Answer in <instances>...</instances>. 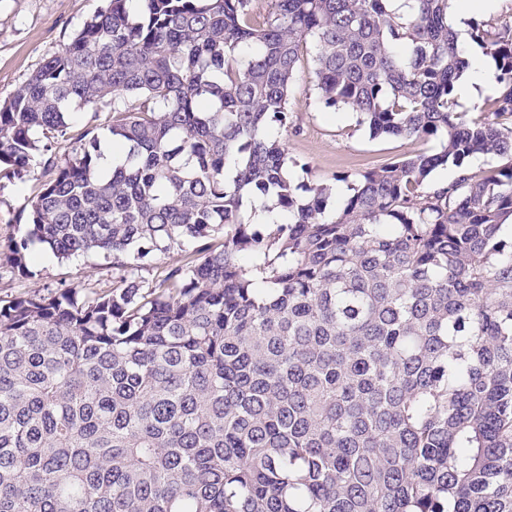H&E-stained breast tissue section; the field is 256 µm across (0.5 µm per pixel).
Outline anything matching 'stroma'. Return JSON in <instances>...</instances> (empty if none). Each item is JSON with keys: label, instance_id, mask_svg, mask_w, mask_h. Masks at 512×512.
<instances>
[{"label": "stroma", "instance_id": "stroma-1", "mask_svg": "<svg viewBox=\"0 0 512 512\" xmlns=\"http://www.w3.org/2000/svg\"><path fill=\"white\" fill-rule=\"evenodd\" d=\"M106 0H0V101L7 100L50 56L60 51ZM317 75L311 56L299 64L288 110L291 123L279 137L288 152V167L296 185L327 183L337 195L328 209L342 208L352 196L361 174L395 159L432 151L434 141L374 137L349 111L333 113L320 105ZM40 167L22 182L0 183V242L17 233L24 208L40 186ZM23 279L0 278V296L46 293L56 288L109 287L112 267L103 256L87 254L58 260L38 252Z\"/></svg>", "mask_w": 512, "mask_h": 512}]
</instances>
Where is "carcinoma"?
I'll return each instance as SVG.
<instances>
[{"mask_svg":"<svg viewBox=\"0 0 512 512\" xmlns=\"http://www.w3.org/2000/svg\"><path fill=\"white\" fill-rule=\"evenodd\" d=\"M129 2L0 102V180L50 174L0 266L28 276L35 245L112 264L108 288L0 296V512H512V162L466 170L512 158V125L454 112L451 0H274L262 22L252 0ZM309 40L324 107L438 143L361 174L335 218L268 132ZM476 40L512 119V29ZM250 192L280 219L252 223ZM194 247V242H187L181 248L182 250H174L165 256H158L156 260L146 264L139 273L146 281L151 283L152 280H155L160 271V269H157L158 266L181 262V260H184L192 253Z\"/></svg>","mask_w":512,"mask_h":512,"instance_id":"obj_1","label":"carcinoma"}]
</instances>
